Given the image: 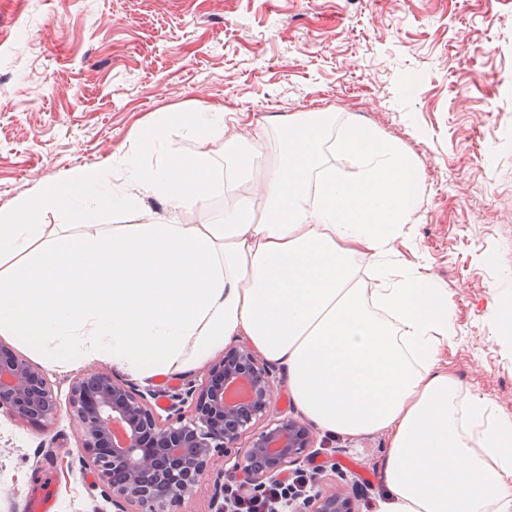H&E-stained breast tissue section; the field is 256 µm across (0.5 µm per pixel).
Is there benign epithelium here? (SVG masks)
<instances>
[{
  "label": "benign epithelium",
  "mask_w": 512,
  "mask_h": 512,
  "mask_svg": "<svg viewBox=\"0 0 512 512\" xmlns=\"http://www.w3.org/2000/svg\"><path fill=\"white\" fill-rule=\"evenodd\" d=\"M279 379L248 347L232 348L203 367L198 383L169 396L162 419L155 391H142L97 371L72 384L67 415L79 434L82 463L112 493L113 512H168L201 481L213 485L210 512H229L227 492L261 496L266 486L309 458L311 429L286 417L269 419ZM190 413H181L183 406ZM0 410L23 421L57 418L56 396L39 368L0 343ZM224 450L231 468H210ZM291 512H351L341 492L288 503Z\"/></svg>",
  "instance_id": "obj_1"
}]
</instances>
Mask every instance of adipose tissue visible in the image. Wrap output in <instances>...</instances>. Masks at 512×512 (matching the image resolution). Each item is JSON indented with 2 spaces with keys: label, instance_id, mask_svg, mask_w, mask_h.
Returning <instances> with one entry per match:
<instances>
[{
  "label": "adipose tissue",
  "instance_id": "obj_1",
  "mask_svg": "<svg viewBox=\"0 0 512 512\" xmlns=\"http://www.w3.org/2000/svg\"><path fill=\"white\" fill-rule=\"evenodd\" d=\"M278 123L263 134L255 119L169 112L121 155L17 197L0 212V335L48 365L143 381L246 341L318 432L387 434L377 512H512V415L442 366L454 305L426 258L399 248L417 221L413 157L328 112ZM175 133L223 142V223L181 221L214 183L208 153L177 155ZM155 194L166 221L94 230ZM47 209L69 223H40Z\"/></svg>",
  "mask_w": 512,
  "mask_h": 512
}]
</instances>
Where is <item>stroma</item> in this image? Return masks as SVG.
<instances>
[{"instance_id":"stroma-1","label":"stroma","mask_w":512,"mask_h":512,"mask_svg":"<svg viewBox=\"0 0 512 512\" xmlns=\"http://www.w3.org/2000/svg\"><path fill=\"white\" fill-rule=\"evenodd\" d=\"M0 210L96 165L166 112H333L414 157L425 256L455 305L442 363L512 415V351L486 307L512 294V0H0ZM315 490L375 512L385 433L316 434ZM67 415L0 412V512L51 482L56 512H112Z\"/></svg>"}]
</instances>
